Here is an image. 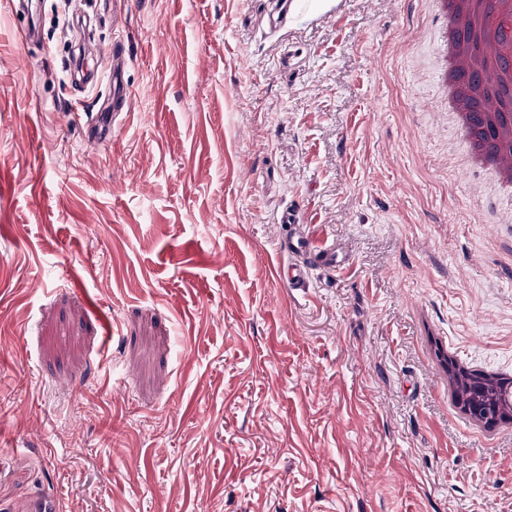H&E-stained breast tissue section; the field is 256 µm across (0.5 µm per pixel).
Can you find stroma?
Listing matches in <instances>:
<instances>
[{
	"instance_id": "obj_1",
	"label": "stroma",
	"mask_w": 512,
	"mask_h": 512,
	"mask_svg": "<svg viewBox=\"0 0 512 512\" xmlns=\"http://www.w3.org/2000/svg\"><path fill=\"white\" fill-rule=\"evenodd\" d=\"M132 109L0 0V512H512V197L442 103L438 0H91ZM350 259L278 280L285 208ZM96 81L95 87L102 77H107L110 83V98L103 102L99 112L91 115L87 121L88 138L93 141L104 142L112 134V118L116 113L130 112L131 91L124 79L128 64L126 55L119 42H114L112 48L104 49L95 57ZM448 370V402L451 408L475 428L483 422L472 411V400L490 403L500 417L499 423L511 424L512 375L507 370L464 367ZM468 385V390L465 388Z\"/></svg>"
}]
</instances>
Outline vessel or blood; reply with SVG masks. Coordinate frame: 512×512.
Returning a JSON list of instances; mask_svg holds the SVG:
<instances>
[{"label": "vessel or blood", "instance_id": "vessel-or-blood-1", "mask_svg": "<svg viewBox=\"0 0 512 512\" xmlns=\"http://www.w3.org/2000/svg\"><path fill=\"white\" fill-rule=\"evenodd\" d=\"M127 64L120 43H113L111 48L97 53L96 75L108 78L111 92L107 102L103 103L99 112L87 123L89 139L100 142L109 139L114 113L129 111L131 91L124 79ZM281 221L290 227L280 243V250L287 256L288 261L277 268L276 275L289 288L295 291L305 290L308 286V274L313 269L322 267L339 272L346 268L347 257L338 252L335 244L313 239L303 228L297 212L285 211Z\"/></svg>", "mask_w": 512, "mask_h": 512}]
</instances>
